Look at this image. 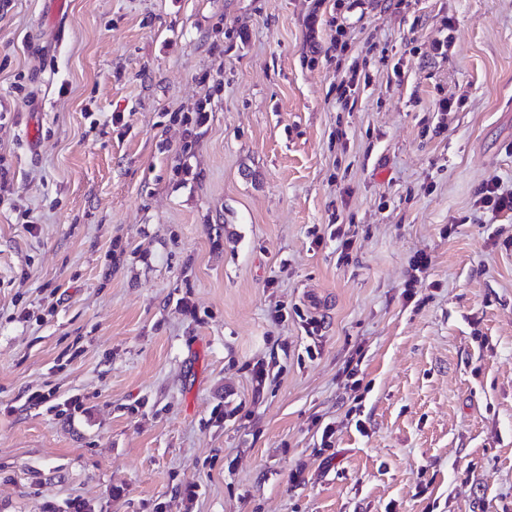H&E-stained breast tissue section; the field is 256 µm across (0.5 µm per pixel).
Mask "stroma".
<instances>
[{
  "mask_svg": "<svg viewBox=\"0 0 512 512\" xmlns=\"http://www.w3.org/2000/svg\"><path fill=\"white\" fill-rule=\"evenodd\" d=\"M347 3L0 8V512H512V0ZM482 208L491 210L492 213L504 211L512 212V191L500 190L499 187L485 188L475 201Z\"/></svg>",
  "mask_w": 512,
  "mask_h": 512,
  "instance_id": "1",
  "label": "stroma"
}]
</instances>
